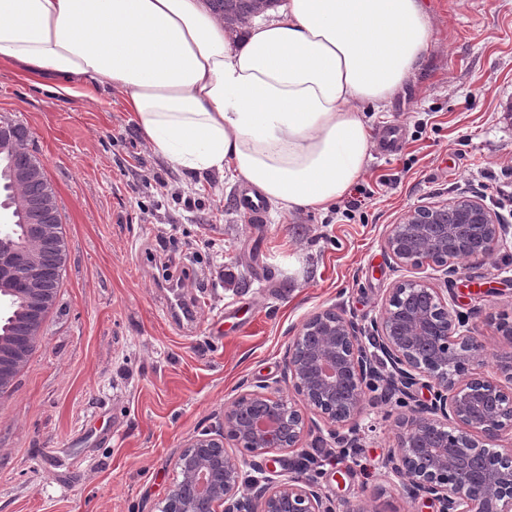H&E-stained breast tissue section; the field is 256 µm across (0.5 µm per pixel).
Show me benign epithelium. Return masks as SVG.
Listing matches in <instances>:
<instances>
[{
  "label": "benign epithelium",
  "mask_w": 512,
  "mask_h": 512,
  "mask_svg": "<svg viewBox=\"0 0 512 512\" xmlns=\"http://www.w3.org/2000/svg\"><path fill=\"white\" fill-rule=\"evenodd\" d=\"M44 177L32 165L14 173V193ZM43 223H55L57 197L48 190L31 203ZM512 226L481 199L455 197L446 204L418 205L390 226L385 246L400 267L435 264L457 273L461 259L482 260ZM44 239L30 237L0 252V289L18 294L16 268L42 269ZM36 342L55 289L23 296ZM388 368L387 386L411 404L396 419V450L383 462L384 481L436 512H512V448H497L512 433V323L501 327L509 350L497 355L500 382L482 373L487 347L456 310L446 288L425 280L398 282L365 327L335 307L319 308L288 342L284 380L331 434L348 428L357 440L367 381L375 372L364 333ZM305 414L280 389L252 391L224 407V436L205 431L178 456L180 480L156 504L157 512H368L363 505L333 501L304 464L280 461L273 448L306 455ZM256 475L243 480V467Z\"/></svg>",
  "instance_id": "1"
}]
</instances>
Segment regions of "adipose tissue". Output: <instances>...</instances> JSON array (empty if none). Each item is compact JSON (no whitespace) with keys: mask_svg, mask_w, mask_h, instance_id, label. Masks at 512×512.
Returning a JSON list of instances; mask_svg holds the SVG:
<instances>
[{"mask_svg":"<svg viewBox=\"0 0 512 512\" xmlns=\"http://www.w3.org/2000/svg\"><path fill=\"white\" fill-rule=\"evenodd\" d=\"M423 0H287L225 27L210 0H0V59L60 97L121 90L143 139L187 177L241 179L324 211L370 158L381 109L431 41Z\"/></svg>","mask_w":512,"mask_h":512,"instance_id":"ef3b65f1","label":"adipose tissue"}]
</instances>
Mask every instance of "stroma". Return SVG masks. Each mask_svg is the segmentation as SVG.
I'll list each match as a JSON object with an SVG mask.
<instances>
[{"instance_id": "obj_1", "label": "stroma", "mask_w": 512, "mask_h": 512, "mask_svg": "<svg viewBox=\"0 0 512 512\" xmlns=\"http://www.w3.org/2000/svg\"><path fill=\"white\" fill-rule=\"evenodd\" d=\"M432 38L420 68L381 111L376 144L346 202L325 211L240 208L241 180L188 179L142 138L120 90L62 99L0 65V116L22 123L60 201L67 260L55 306L9 394L0 397V512H150L186 444L224 422L241 393L281 380L306 316L336 306L369 324L400 281L448 285L487 345L512 323V233L460 275L399 267L390 225L422 204L477 196L512 225V0H425ZM181 281L196 318L168 314ZM397 399L367 389L357 453L311 468L331 495L370 512H434L380 477Z\"/></svg>"}]
</instances>
